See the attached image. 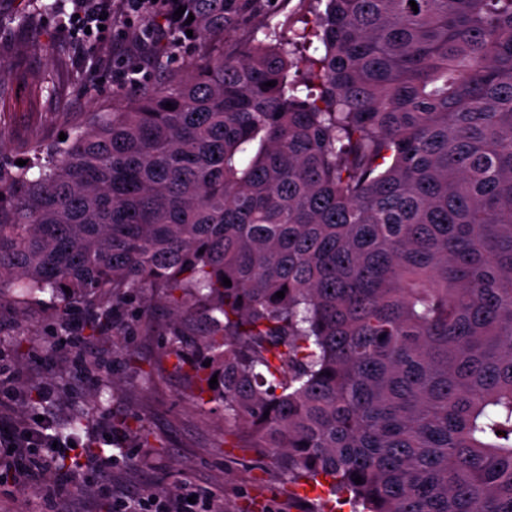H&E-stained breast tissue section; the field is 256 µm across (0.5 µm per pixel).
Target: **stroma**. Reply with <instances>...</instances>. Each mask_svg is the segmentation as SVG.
<instances>
[{
	"label": "stroma",
	"mask_w": 512,
	"mask_h": 512,
	"mask_svg": "<svg viewBox=\"0 0 512 512\" xmlns=\"http://www.w3.org/2000/svg\"><path fill=\"white\" fill-rule=\"evenodd\" d=\"M43 3L0 0V153L14 161L26 159L34 143L73 133L90 113L122 105L131 68H138L140 79L153 78L140 44L143 15L124 0H111V24L90 39L75 37L63 25L76 0H54L49 12ZM302 11V0H263L253 22L225 37V53L239 54L264 27ZM169 320L165 305L143 297L125 307L98 340L75 347L53 341L50 294L23 311L0 301V361L18 377L14 392H0V404L30 417L29 387L49 386V415L80 414L78 437L91 430L121 433L128 459L112 472L115 488L173 496L193 486L212 500L215 512H308L277 465L236 447L224 433L221 411L193 402L182 373L161 361V334ZM84 355L111 362L116 388L85 371ZM46 479L61 484L65 495L48 496L37 483L16 486L11 473H0V512H68L75 502L91 512H113L88 469L53 465Z\"/></svg>",
	"instance_id": "obj_1"
}]
</instances>
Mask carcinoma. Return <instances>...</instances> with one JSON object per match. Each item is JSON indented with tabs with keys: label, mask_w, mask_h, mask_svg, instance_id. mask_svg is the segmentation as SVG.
<instances>
[{
	"label": "carcinoma",
	"mask_w": 512,
	"mask_h": 512,
	"mask_svg": "<svg viewBox=\"0 0 512 512\" xmlns=\"http://www.w3.org/2000/svg\"><path fill=\"white\" fill-rule=\"evenodd\" d=\"M259 2L166 0L154 68ZM311 2L0 160V300L48 291L58 328L106 331L147 292L193 400L288 483L353 512H512V0Z\"/></svg>",
	"instance_id": "obj_1"
}]
</instances>
